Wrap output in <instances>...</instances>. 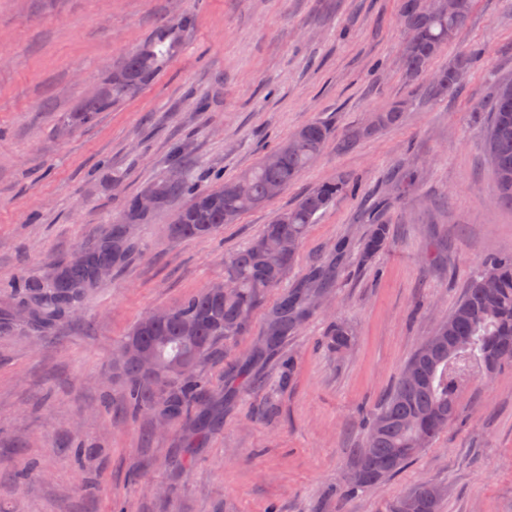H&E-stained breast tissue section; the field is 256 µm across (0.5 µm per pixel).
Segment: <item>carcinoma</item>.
<instances>
[{
	"label": "carcinoma",
	"mask_w": 512,
	"mask_h": 512,
	"mask_svg": "<svg viewBox=\"0 0 512 512\" xmlns=\"http://www.w3.org/2000/svg\"><path fill=\"white\" fill-rule=\"evenodd\" d=\"M473 7V0H459L456 14L450 16L441 5L427 13L399 5V18L406 34L401 50L402 67L410 78L424 75L442 50L456 38ZM192 25L185 15L158 26L112 71L100 92L87 98L73 112L62 115V126L77 129L93 121L96 114L135 97L156 79L177 53ZM481 58V51L460 52L448 67L433 78L429 91L445 96L454 91L463 75ZM471 111L488 113L486 141L495 176L498 203L512 206V81L494 86L488 103H477ZM403 106L373 113L364 133L398 123ZM331 136L323 122L313 121L295 130L277 148L265 153L259 162L242 174L215 186H201L185 174L178 181H166L151 192L155 207L174 194H187L191 202L176 216L172 232L181 238H206L244 213L271 200L272 183L286 188L320 156ZM343 179L325 181L307 192L297 203L278 213L272 223L246 246L224 260V283L220 293L207 287L169 309L162 321L142 318L124 336L121 345L139 342L153 356L157 367L148 376L135 359L119 361L117 370L124 379L125 400L130 411L139 415H162L170 425L187 419L203 405L205 390L199 367L222 342L244 336L249 316L256 304L279 287L295 261L298 245L307 235L314 216L329 208L336 196L349 190ZM149 213L133 198L125 223L112 225L95 244L78 250V256L50 274L49 284L25 288L31 321L50 325L71 308L85 289L97 282L98 263L124 261L131 249L126 224L144 223ZM389 228L373 226L362 247V259L371 261L386 246ZM319 291L332 288L331 272L315 268L307 284L284 296L267 315V329L254 355L261 356L281 337L297 328L316 308L310 287ZM352 329L341 320L327 333L329 346L346 349L352 342ZM440 336L435 348L425 353V345ZM426 337L404 365L395 386L366 426L368 449H357L347 480L349 488H364L389 478L429 447L457 413L459 390L482 374H490L504 361L512 360V256L485 263L471 280L462 298L433 333ZM432 484H419L393 501L390 512H439L440 499L432 494Z\"/></svg>",
	"instance_id": "obj_1"
}]
</instances>
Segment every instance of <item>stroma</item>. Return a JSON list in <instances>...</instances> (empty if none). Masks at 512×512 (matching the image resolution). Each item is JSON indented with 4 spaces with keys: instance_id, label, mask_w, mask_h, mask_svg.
Returning <instances> with one entry per match:
<instances>
[{
    "instance_id": "stroma-1",
    "label": "stroma",
    "mask_w": 512,
    "mask_h": 512,
    "mask_svg": "<svg viewBox=\"0 0 512 512\" xmlns=\"http://www.w3.org/2000/svg\"><path fill=\"white\" fill-rule=\"evenodd\" d=\"M192 15L180 52L140 94L72 133L59 119L161 22ZM399 0H0V512H390L428 482L439 512H512V362L458 395L434 444L384 482L349 489L365 422L417 346L487 257L512 254V208L493 196L473 103L512 78V0H476L457 42L405 77ZM480 48L468 78L431 98L458 46ZM396 125L363 135L373 112ZM334 134L300 178L205 239L172 235L189 202L170 197L132 226L134 250L75 312L22 322L23 281L45 279L121 222L128 200L182 171L204 185L251 168L303 124ZM416 172L401 191L395 171ZM351 191L318 214L284 282L318 265L336 284L317 314L251 363L249 333L202 375L222 421L196 444L183 426L129 417L116 376L123 336L224 276V258L308 190ZM387 247L361 258L374 219ZM353 329L341 354L325 333Z\"/></svg>"
}]
</instances>
